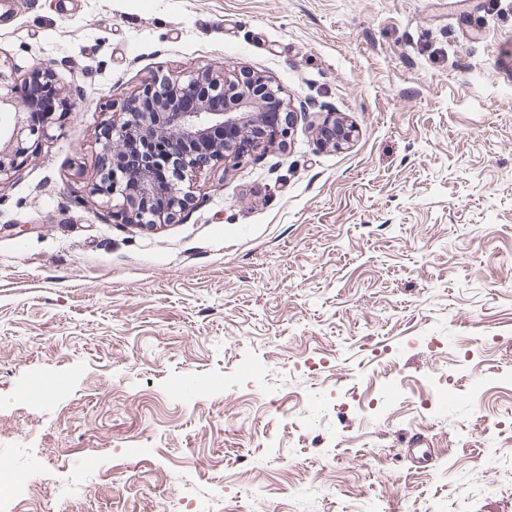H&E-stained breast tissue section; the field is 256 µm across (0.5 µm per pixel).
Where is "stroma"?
<instances>
[{
  "label": "stroma",
  "instance_id": "1",
  "mask_svg": "<svg viewBox=\"0 0 512 512\" xmlns=\"http://www.w3.org/2000/svg\"><path fill=\"white\" fill-rule=\"evenodd\" d=\"M40 62L62 108L0 179L19 512H512V0H0V71ZM242 69L285 140L173 224L93 192L113 105Z\"/></svg>",
  "mask_w": 512,
  "mask_h": 512
}]
</instances>
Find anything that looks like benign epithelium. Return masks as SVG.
Returning a JSON list of instances; mask_svg holds the SVG:
<instances>
[{"instance_id":"obj_1","label":"benign epithelium","mask_w":512,"mask_h":512,"mask_svg":"<svg viewBox=\"0 0 512 512\" xmlns=\"http://www.w3.org/2000/svg\"><path fill=\"white\" fill-rule=\"evenodd\" d=\"M17 82L9 81L0 72V111L14 110L16 121L7 145L0 150V178L9 175L25 159L28 147L24 146L23 136L27 135V125L23 112L34 106L30 99L19 100ZM139 94L155 102L152 112H130L121 104L113 110L112 119L105 131L103 151L106 154L117 152L134 138L149 143L161 138L169 144L171 151H180L179 162L184 176L194 172L199 166L193 150H210V160H243L257 154L264 148L268 135L263 132L262 110L265 100L280 94L279 86L272 81L250 72H241L232 77L214 76L208 72L189 74L185 79H173L161 75L146 85ZM200 97L196 105L189 109L174 107L176 100L186 95ZM219 95L224 98V110L211 108L207 98ZM222 129L228 138L219 143L211 140V134ZM170 161L169 153H159L152 149L145 151L138 183L131 187L123 182L119 173L102 163L98 194L108 200L118 199L119 212L132 224H171L185 214L192 201L191 192L183 185L173 182L165 187L171 199L166 210H155L146 206L147 201L158 193L160 185L156 180L157 170Z\"/></svg>"}]
</instances>
